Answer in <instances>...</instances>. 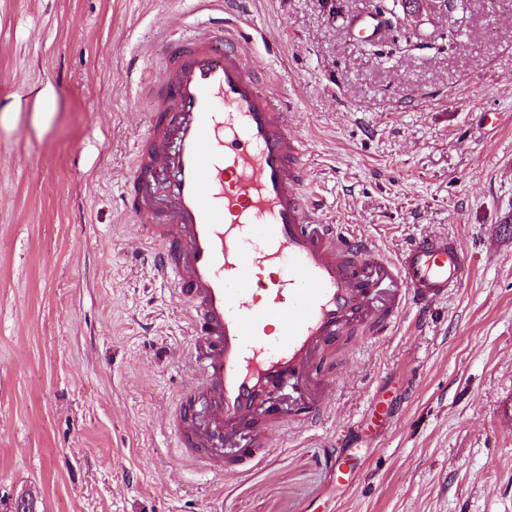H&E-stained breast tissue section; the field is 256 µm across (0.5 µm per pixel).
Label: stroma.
Instances as JSON below:
<instances>
[{
    "mask_svg": "<svg viewBox=\"0 0 512 512\" xmlns=\"http://www.w3.org/2000/svg\"><path fill=\"white\" fill-rule=\"evenodd\" d=\"M375 4L245 0L241 49L294 105L333 223L391 260L441 233L472 267L348 337L321 417L215 475L169 435L192 338L121 202L141 83L195 0H0V512H512V0H449L366 49L346 20ZM379 396L391 417L336 485L330 450Z\"/></svg>",
    "mask_w": 512,
    "mask_h": 512,
    "instance_id": "1",
    "label": "stroma"
}]
</instances>
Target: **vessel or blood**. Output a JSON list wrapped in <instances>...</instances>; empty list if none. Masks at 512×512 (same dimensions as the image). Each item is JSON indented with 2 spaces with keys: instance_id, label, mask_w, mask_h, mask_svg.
<instances>
[{
  "instance_id": "obj_1",
  "label": "vessel or blood",
  "mask_w": 512,
  "mask_h": 512,
  "mask_svg": "<svg viewBox=\"0 0 512 512\" xmlns=\"http://www.w3.org/2000/svg\"><path fill=\"white\" fill-rule=\"evenodd\" d=\"M241 27L233 14L210 17L169 42L162 77L143 86L148 126L122 196L144 218V237L157 245L154 275L174 285L193 338L199 381L173 414L177 446L216 474L236 427L251 431L235 457L240 469L271 455L269 427L288 418L260 406L261 395L305 393L302 416L312 421L323 361L343 336L383 333L405 309L427 311L472 263L436 235L391 261L370 239L327 223L321 200L302 191L307 171L288 103L242 52ZM388 28L373 11L353 25L363 43Z\"/></svg>"
}]
</instances>
